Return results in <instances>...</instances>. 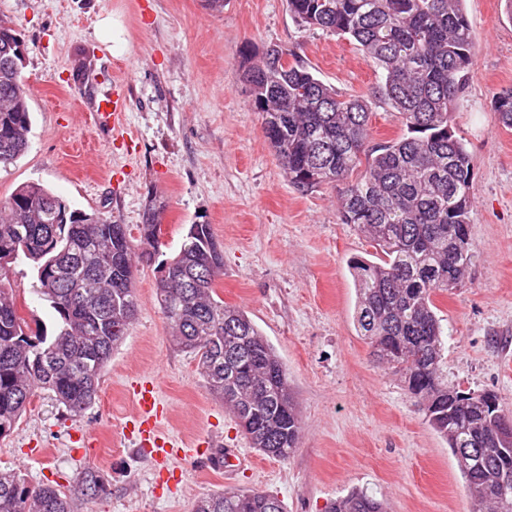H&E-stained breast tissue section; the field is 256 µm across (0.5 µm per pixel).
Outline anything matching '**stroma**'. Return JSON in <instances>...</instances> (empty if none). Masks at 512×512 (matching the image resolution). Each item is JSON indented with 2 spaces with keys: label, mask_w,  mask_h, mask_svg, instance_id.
<instances>
[{
  "label": "stroma",
  "mask_w": 512,
  "mask_h": 512,
  "mask_svg": "<svg viewBox=\"0 0 512 512\" xmlns=\"http://www.w3.org/2000/svg\"><path fill=\"white\" fill-rule=\"evenodd\" d=\"M507 0H464L476 56L448 129L473 167L463 288L437 293L449 384L496 392L512 415V129L495 95L512 88ZM21 39L29 87V149L0 168V199L38 183L71 208L136 228L158 207L174 255L188 225H212L224 251L217 291L243 310L288 371L301 435L285 461L252 448L212 396L193 356L174 346L153 268L136 278L138 314L105 368L96 402L71 415L38 390L0 437V467L82 501V512H192L197 500L260 489L285 512H325L366 488L387 512H470L447 442L427 423L400 374L377 364L354 323L349 263L376 250L342 223L339 192H302L284 177L244 79L242 48L278 46L344 96L379 75L360 46L301 24L288 0H0ZM121 97L128 134L95 124L83 98ZM21 314L53 331L55 317L28 265L11 274ZM158 378L170 407L162 430L181 450L168 466L136 448L129 389ZM95 470L96 496L81 476Z\"/></svg>",
  "instance_id": "1"
}]
</instances>
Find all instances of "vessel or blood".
I'll return each mask as SVG.
<instances>
[{
  "label": "vessel or blood",
  "instance_id": "1",
  "mask_svg": "<svg viewBox=\"0 0 512 512\" xmlns=\"http://www.w3.org/2000/svg\"><path fill=\"white\" fill-rule=\"evenodd\" d=\"M98 124L111 125L113 136L124 134L123 101H98L93 105ZM135 411L133 422L137 428L140 447L150 449L154 458L167 461L177 455L178 450L165 438H162L160 426L166 419L168 409L158 395L157 379L154 375H145L133 388Z\"/></svg>",
  "mask_w": 512,
  "mask_h": 512
}]
</instances>
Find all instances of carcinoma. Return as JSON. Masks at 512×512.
<instances>
[{"mask_svg":"<svg viewBox=\"0 0 512 512\" xmlns=\"http://www.w3.org/2000/svg\"><path fill=\"white\" fill-rule=\"evenodd\" d=\"M303 24L358 43L381 80L369 95L346 98L307 67L269 59L248 66L253 105L286 178L308 190L340 186L341 222L375 245L377 261H351L354 321L378 363L400 373L430 426L451 452L480 448L461 471L472 512H512V436L493 391L448 385L441 366L444 329L434 296L463 285L475 254L469 226L473 169L466 145L448 130L474 56L463 0H288ZM21 42L0 21V166L28 147L29 94ZM388 104L407 133L370 144V99ZM494 111L512 128V89ZM364 170H359V167ZM155 213L138 225L73 210L44 186L27 183L0 200V437L17 423L37 389H48L74 416L96 400L102 372L128 334L141 266H153L156 298L170 340L194 355L210 392L233 414L252 447L288 459L301 423L288 372L242 310L215 291L224 255L210 224H192L176 254L164 257ZM25 260L37 293L54 310L53 334L26 331L8 276ZM0 512H77L52 486L31 487L0 468ZM193 512H284L274 495L230 489L199 499ZM325 512H386L383 500L355 490Z\"/></svg>","mask_w":512,"mask_h":512,"instance_id":"cac0c4a2","label":"carcinoma"}]
</instances>
